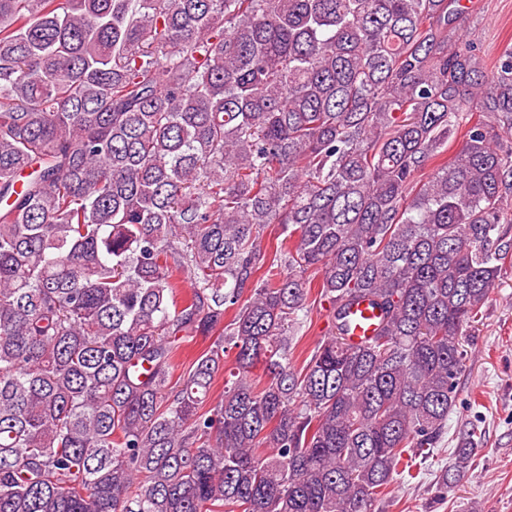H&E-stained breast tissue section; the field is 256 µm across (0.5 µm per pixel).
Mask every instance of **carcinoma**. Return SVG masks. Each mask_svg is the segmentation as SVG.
<instances>
[{"label": "carcinoma", "instance_id": "carcinoma-1", "mask_svg": "<svg viewBox=\"0 0 512 512\" xmlns=\"http://www.w3.org/2000/svg\"><path fill=\"white\" fill-rule=\"evenodd\" d=\"M462 15L0 0V512H382L512 259V49L486 77ZM310 270L335 332L298 368ZM354 312V324L348 336L352 343H360L374 335L377 328V311L364 304L356 307ZM216 337V334L206 339L198 337L196 342L194 340V342L186 346L176 359L175 367L173 370V379L176 380L181 375H183L189 369L191 362L197 356V354H199L206 347L210 346L216 340Z\"/></svg>", "mask_w": 512, "mask_h": 512}]
</instances>
